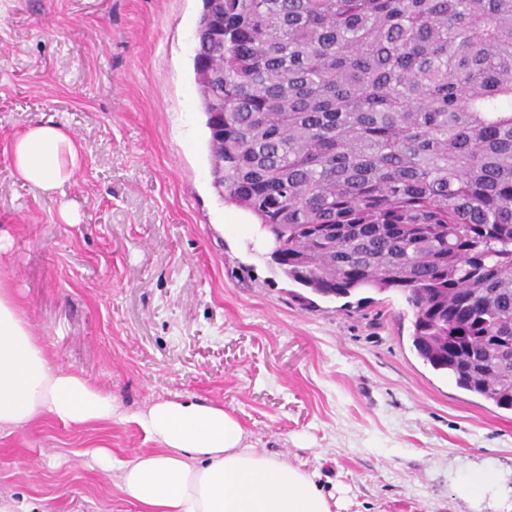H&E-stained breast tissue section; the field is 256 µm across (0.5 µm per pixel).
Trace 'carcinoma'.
Wrapping results in <instances>:
<instances>
[{
  "instance_id": "1",
  "label": "carcinoma",
  "mask_w": 512,
  "mask_h": 512,
  "mask_svg": "<svg viewBox=\"0 0 512 512\" xmlns=\"http://www.w3.org/2000/svg\"><path fill=\"white\" fill-rule=\"evenodd\" d=\"M197 39L213 185L272 263L401 295L418 357L512 409V0H206Z\"/></svg>"
}]
</instances>
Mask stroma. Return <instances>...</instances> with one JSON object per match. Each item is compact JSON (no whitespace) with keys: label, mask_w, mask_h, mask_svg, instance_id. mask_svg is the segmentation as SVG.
Returning a JSON list of instances; mask_svg holds the SVG:
<instances>
[{"label":"stroma","mask_w":512,"mask_h":512,"mask_svg":"<svg viewBox=\"0 0 512 512\" xmlns=\"http://www.w3.org/2000/svg\"><path fill=\"white\" fill-rule=\"evenodd\" d=\"M202 8L0 0V279L50 361L123 413L0 432V496L30 512H139L93 451L154 447L133 414L191 397L317 474L335 512H506L512 410L423 363L402 297L349 306L276 272L252 219L214 188L193 68ZM35 122L82 149L50 196L11 161ZM476 472L493 484L469 504L458 487Z\"/></svg>","instance_id":"stroma-1"}]
</instances>
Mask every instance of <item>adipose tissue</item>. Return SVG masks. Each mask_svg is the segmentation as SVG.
Instances as JSON below:
<instances>
[{"mask_svg":"<svg viewBox=\"0 0 512 512\" xmlns=\"http://www.w3.org/2000/svg\"><path fill=\"white\" fill-rule=\"evenodd\" d=\"M12 164L24 183L51 194L80 167L77 144L60 128L27 126L14 139ZM49 415L73 426L111 422L117 406L82 376L45 357L27 315L0 281V428L13 430ZM157 448L105 467L120 470L117 487L139 512H333L314 474L278 455L253 448L233 414L188 398L159 401L135 416Z\"/></svg>","mask_w":512,"mask_h":512,"instance_id":"1","label":"adipose tissue"}]
</instances>
